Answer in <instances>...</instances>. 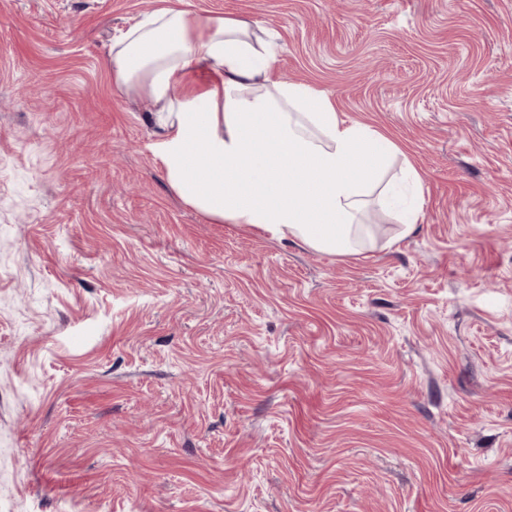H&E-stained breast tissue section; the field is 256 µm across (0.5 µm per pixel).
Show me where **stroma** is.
I'll return each mask as SVG.
<instances>
[{"instance_id": "1", "label": "stroma", "mask_w": 512, "mask_h": 512, "mask_svg": "<svg viewBox=\"0 0 512 512\" xmlns=\"http://www.w3.org/2000/svg\"><path fill=\"white\" fill-rule=\"evenodd\" d=\"M169 4L0 0V512H512V0H184L398 146L351 256L171 190Z\"/></svg>"}]
</instances>
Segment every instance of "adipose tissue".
Returning <instances> with one entry per match:
<instances>
[{
	"label": "adipose tissue",
	"mask_w": 512,
	"mask_h": 512,
	"mask_svg": "<svg viewBox=\"0 0 512 512\" xmlns=\"http://www.w3.org/2000/svg\"><path fill=\"white\" fill-rule=\"evenodd\" d=\"M257 30L164 8L116 39L109 66L157 105L159 158L185 203L219 224L355 254L357 214L397 147L310 86L272 79L275 46Z\"/></svg>",
	"instance_id": "adipose-tissue-1"
}]
</instances>
